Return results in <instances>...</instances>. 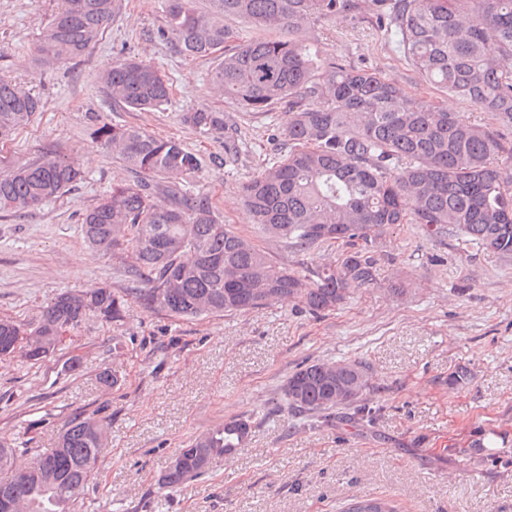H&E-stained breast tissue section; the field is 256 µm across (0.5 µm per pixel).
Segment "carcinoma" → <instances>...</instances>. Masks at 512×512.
<instances>
[{
  "label": "carcinoma",
  "instance_id": "carcinoma-1",
  "mask_svg": "<svg viewBox=\"0 0 512 512\" xmlns=\"http://www.w3.org/2000/svg\"><path fill=\"white\" fill-rule=\"evenodd\" d=\"M202 12L195 0H165L169 32L188 56L206 58L223 46L212 72L216 92L254 114L288 105L282 129L287 150L240 185L250 223L308 251L341 242L338 264L300 272L275 263L229 228L208 196L187 195L201 159L176 139L141 127L103 122L93 135L130 178L86 212L89 248L106 255L130 245L128 273L144 288L118 293L102 287L51 299L38 323L24 332L0 319V359L23 348L39 361L52 354L60 334L94 314L123 318L128 297L144 309L186 319L241 312L297 299L310 311H331L350 290L378 284L374 245L400 224H417L429 238L455 233L483 250L512 257V141L499 130L471 122L440 104L412 96L378 72L336 62L301 38L319 20L359 22L366 15L394 23L405 55L428 84L446 96L488 112L512 129V0H212ZM116 0H59L40 33L36 52L48 64L81 59L112 20ZM246 20L261 35L246 39L224 24ZM288 32V38L275 36ZM112 102L134 112L167 104L170 88L154 66L125 58L99 76ZM42 99L0 79V142L11 139L41 112ZM202 134L227 131L221 111L182 114ZM82 179L69 158L52 152L31 162L0 155V211L21 213L59 197ZM27 336L25 346L20 337ZM367 379L359 362L313 363L298 368L283 388L288 408L301 417L336 410L350 426L372 421L364 402ZM250 421L224 427L179 449L160 483L174 488L206 473L249 437ZM107 428L95 414L63 426L56 447L24 466L0 442V493L19 490L13 512H75L106 447ZM342 512H396L388 501L354 496Z\"/></svg>",
  "mask_w": 512,
  "mask_h": 512
}]
</instances>
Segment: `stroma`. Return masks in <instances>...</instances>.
<instances>
[{"instance_id":"35a3bbf8","label":"stroma","mask_w":512,"mask_h":512,"mask_svg":"<svg viewBox=\"0 0 512 512\" xmlns=\"http://www.w3.org/2000/svg\"><path fill=\"white\" fill-rule=\"evenodd\" d=\"M53 6L0 0V77L44 101L35 123L0 143V155L24 162L56 151L83 178L29 212L0 214V319L27 329L63 290L133 285L129 251L102 257L81 235L84 213L128 176L92 138L97 118L180 140L203 161L185 193L208 195L224 223L275 262L301 271L343 258L341 244L307 253L249 223L239 186L280 156L286 109L254 114L224 100L211 82L220 54L181 52L162 0H117L102 38L64 66L42 64L35 51ZM307 37L408 94L442 98L405 56L395 27L371 17L357 25L322 20ZM126 57L164 76V110L131 112L107 96L98 76ZM200 109L223 112L236 128L237 160L212 164L223 135L181 119ZM376 257L379 285L319 315L288 301L195 319L134 302L118 322L87 316L46 359L0 360V439L37 454L56 447L73 415L105 419L107 445L79 512H341L355 495L393 500L400 512H512V257L454 234L428 239L414 224L388 229ZM323 361L368 366L365 397L380 407L373 424L289 415V376ZM106 369L119 377L114 387L99 379ZM461 370L466 383L449 384ZM236 417L251 423L244 448L213 460L204 476L160 488L179 448Z\"/></svg>"}]
</instances>
